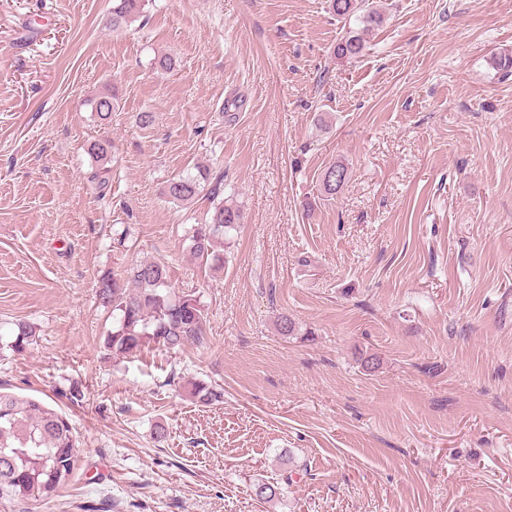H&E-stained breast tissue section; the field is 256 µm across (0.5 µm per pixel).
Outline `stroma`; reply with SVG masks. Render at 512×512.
Here are the masks:
<instances>
[{"instance_id": "1", "label": "stroma", "mask_w": 512, "mask_h": 512, "mask_svg": "<svg viewBox=\"0 0 512 512\" xmlns=\"http://www.w3.org/2000/svg\"><path fill=\"white\" fill-rule=\"evenodd\" d=\"M373 2L365 31L327 0H148L117 32L112 0H0V391L78 437L70 483L0 512H512V0ZM201 165L243 215L220 268L191 253L207 195H162ZM151 261L207 342L107 352L97 279ZM365 40L359 34H349L336 43L333 53L337 59L352 60L361 57L365 51ZM349 178V169L346 164L337 161L326 167L320 177V192L325 197L333 198L345 185Z\"/></svg>"}]
</instances>
